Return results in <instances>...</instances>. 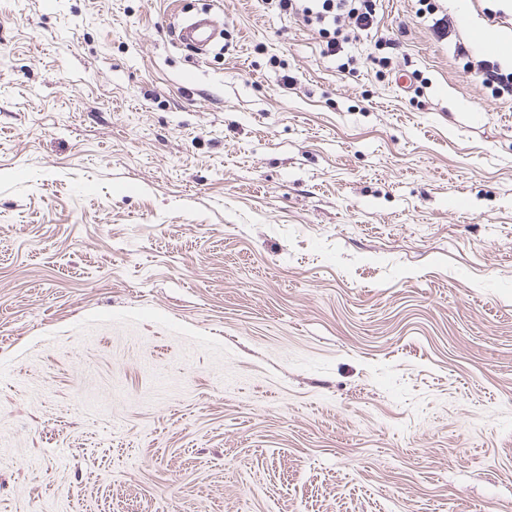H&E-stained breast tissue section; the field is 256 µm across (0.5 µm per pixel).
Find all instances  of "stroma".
<instances>
[{"label": "stroma", "mask_w": 512, "mask_h": 512, "mask_svg": "<svg viewBox=\"0 0 512 512\" xmlns=\"http://www.w3.org/2000/svg\"><path fill=\"white\" fill-rule=\"evenodd\" d=\"M210 1L0 0V512H512V0ZM272 8L294 16L307 27L318 28L326 41L324 53L336 57L343 44L366 34L377 24L373 0H266ZM332 29V33L330 32ZM341 38V39H340ZM416 2L419 5L416 11L419 18L431 19L432 24L430 26L432 29L439 34L447 35L449 28L453 26L452 19L448 17V14H444L442 10H439V6L435 3L436 1L417 0ZM421 15L424 16L420 17ZM219 20L212 10L188 19L179 29V40L198 51H205L216 38ZM466 65L493 95L512 97V72L504 73L499 63L488 60L467 61Z\"/></svg>", "instance_id": "stroma-1"}]
</instances>
